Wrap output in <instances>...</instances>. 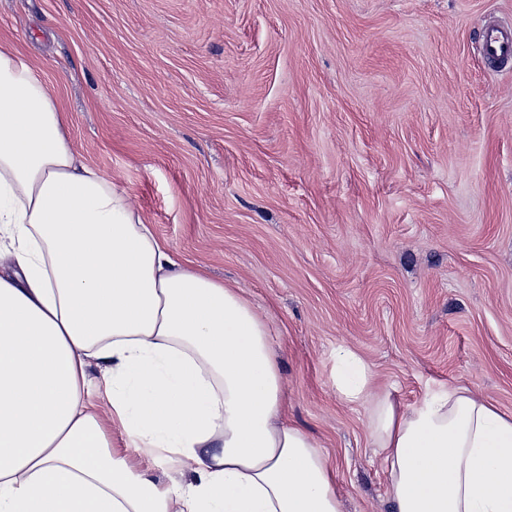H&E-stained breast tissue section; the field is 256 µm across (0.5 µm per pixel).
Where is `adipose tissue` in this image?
<instances>
[{"label":"adipose tissue","instance_id":"1","mask_svg":"<svg viewBox=\"0 0 512 512\" xmlns=\"http://www.w3.org/2000/svg\"><path fill=\"white\" fill-rule=\"evenodd\" d=\"M0 512H341L317 444L291 423L273 332L244 290L181 266L128 191L70 149L62 109L0 43ZM397 512H512V414L442 387L396 408L336 351ZM106 390L128 447H112ZM96 410L101 416L107 435L112 446L126 456L127 461L138 471H144L153 476L155 480L168 481L167 469L156 464L151 457L134 448H124L125 436L117 424H112V406L103 392L93 398Z\"/></svg>","mask_w":512,"mask_h":512}]
</instances>
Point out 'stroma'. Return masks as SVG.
<instances>
[{"label":"stroma","mask_w":512,"mask_h":512,"mask_svg":"<svg viewBox=\"0 0 512 512\" xmlns=\"http://www.w3.org/2000/svg\"><path fill=\"white\" fill-rule=\"evenodd\" d=\"M512 0H0V41L53 87L67 141L183 266L244 288L288 419L342 512H394L337 347L403 406L462 387L512 413ZM93 401L125 447L104 394ZM483 57L489 68L512 60V27L499 23L488 25L483 40Z\"/></svg>","instance_id":"1"}]
</instances>
